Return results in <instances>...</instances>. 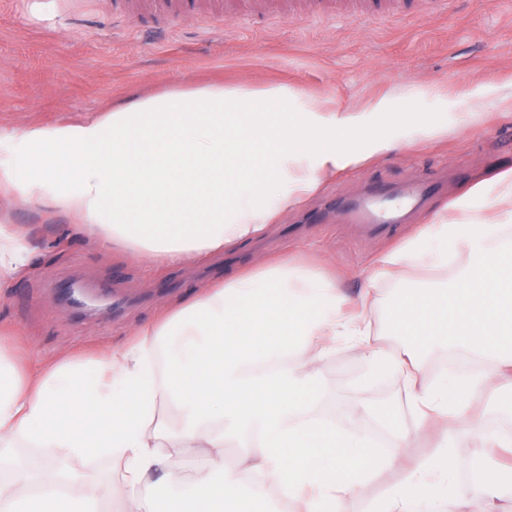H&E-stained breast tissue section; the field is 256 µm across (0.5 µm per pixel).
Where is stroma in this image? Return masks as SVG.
<instances>
[{
	"mask_svg": "<svg viewBox=\"0 0 512 512\" xmlns=\"http://www.w3.org/2000/svg\"><path fill=\"white\" fill-rule=\"evenodd\" d=\"M113 0H0V129L77 121L102 112L113 100L185 81L296 88L328 107L363 110L387 97L393 118L408 125L441 116L412 93L444 86L449 101L488 91L486 116L439 143L405 144L387 155L323 180L301 208L288 211L255 242L216 254L209 267L171 266L147 272L135 257L91 242L69 216L0 203V225L29 234L31 272L0 288V335L20 336L35 359L65 352L92 355L120 344L208 280L232 276L246 265L301 252L336 275L338 287L357 293L376 261L440 213L458 224L486 220L512 226V216L492 201L463 203L466 190L499 165L512 163V0H451L448 12L430 11V0H410L405 20L349 14L337 0L333 16H300L302 0H264L229 7L222 21L188 13L175 20L137 21L112 14ZM446 178L445 194L383 239L365 225L333 217L308 224L304 213L320 208L325 194H359L372 183L398 187L413 179ZM451 267L402 275L384 283L374 313L377 341L390 350L402 341L391 331L393 302L415 288L448 281L468 261L465 238L448 243ZM76 282L123 308L81 318L56 296L59 282ZM320 408L337 428L399 442L379 424L374 410L392 408L399 425L413 428L415 416L399 373L383 384L368 378L359 353L338 346L319 366Z\"/></svg>",
	"mask_w": 512,
	"mask_h": 512,
	"instance_id": "1",
	"label": "stroma"
}]
</instances>
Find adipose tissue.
<instances>
[{"instance_id":"adipose-tissue-1","label":"adipose tissue","mask_w":512,"mask_h":512,"mask_svg":"<svg viewBox=\"0 0 512 512\" xmlns=\"http://www.w3.org/2000/svg\"><path fill=\"white\" fill-rule=\"evenodd\" d=\"M379 99L361 111L324 107L287 88H227L214 82L125 97L100 118L0 132V195L76 217L98 242L144 258L147 268L204 263L263 234L303 203L322 174L357 167L391 151L371 125L391 111ZM368 137L360 153L343 145ZM464 235L468 262L449 284L396 300L389 325L402 352L373 339L380 283L397 267L448 266L449 238ZM32 266L24 229L0 225V284ZM351 345L371 369L399 370L416 415L413 431L379 414L403 448L433 435V451L406 465L401 453L377 459L364 433L337 430L318 412L316 365L336 344ZM451 349L482 370L420 380L422 354ZM499 383L496 408L512 409V235L497 224L420 226L381 257L353 296L295 256L247 267L180 300L159 320L92 360L26 361L0 337V512H158L155 489L184 483L172 512H273L276 487L297 512H344L361 492L360 474L400 471L372 512H418L468 498L488 505L512 494V476L494 467L461 489L448 464L454 448L478 436L511 448L512 434L468 416L470 398ZM175 406L179 426L158 418ZM467 429H460L459 420ZM238 461L227 465L224 446ZM49 450L45 466L17 463L19 444ZM112 458L121 477L85 480L72 460ZM193 460L189 478L175 460Z\"/></svg>"}]
</instances>
